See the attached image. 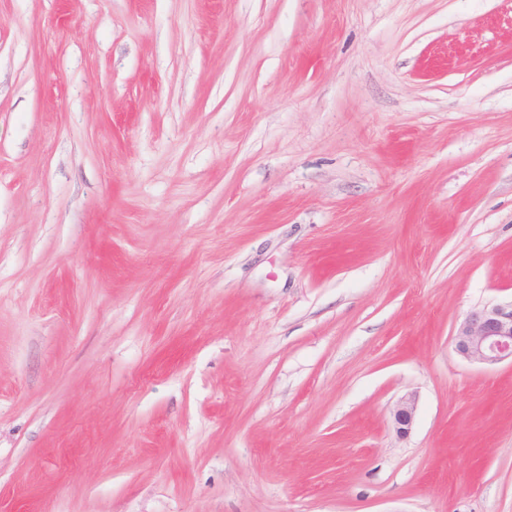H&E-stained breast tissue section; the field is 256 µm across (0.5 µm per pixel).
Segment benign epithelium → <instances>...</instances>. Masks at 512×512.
<instances>
[{
    "instance_id": "obj_1",
    "label": "benign epithelium",
    "mask_w": 512,
    "mask_h": 512,
    "mask_svg": "<svg viewBox=\"0 0 512 512\" xmlns=\"http://www.w3.org/2000/svg\"><path fill=\"white\" fill-rule=\"evenodd\" d=\"M453 340L456 353L468 361L494 366L512 360V303L472 312L458 325ZM415 411V395L407 394L397 401L393 410L397 433L411 430Z\"/></svg>"
}]
</instances>
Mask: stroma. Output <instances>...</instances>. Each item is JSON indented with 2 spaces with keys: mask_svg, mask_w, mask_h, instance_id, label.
<instances>
[{
  "mask_svg": "<svg viewBox=\"0 0 512 512\" xmlns=\"http://www.w3.org/2000/svg\"><path fill=\"white\" fill-rule=\"evenodd\" d=\"M510 302L512 0H0V512H512ZM456 353L462 358L497 365L505 360L512 363V302L472 312L456 328ZM416 411V397L414 394H407L401 397L393 410V423L397 433L406 434L411 430Z\"/></svg>",
  "mask_w": 512,
  "mask_h": 512,
  "instance_id": "1",
  "label": "stroma"
}]
</instances>
